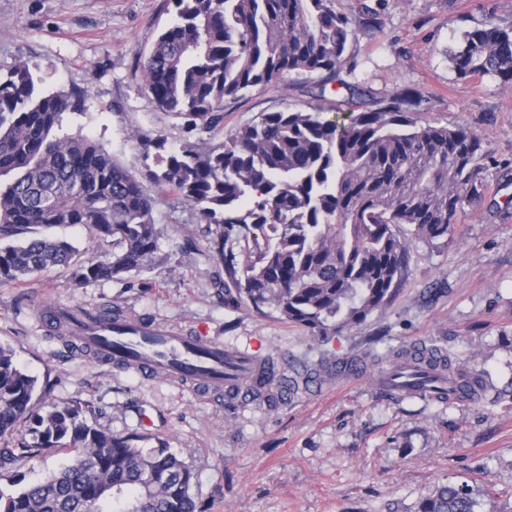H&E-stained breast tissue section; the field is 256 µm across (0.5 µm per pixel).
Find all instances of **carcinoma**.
Instances as JSON below:
<instances>
[{"label":"carcinoma","mask_w":512,"mask_h":512,"mask_svg":"<svg viewBox=\"0 0 512 512\" xmlns=\"http://www.w3.org/2000/svg\"><path fill=\"white\" fill-rule=\"evenodd\" d=\"M143 63V89L156 108L206 132L224 124V104L293 74H319L307 109L265 112L227 141L200 150L167 147V138L135 133L156 150L157 168H125L86 137L59 135L62 116L82 108L81 90L38 89L25 63L0 76V283L55 269L76 287L121 280L155 263L159 231L150 188L177 194L203 223L222 228L225 301L276 312L317 336L361 326L402 286L406 239L442 240L465 206L485 189L483 142L461 126L420 125L421 94L376 96L342 82L348 97L326 96L344 67L351 19L335 0H174ZM449 60L460 79L512 82V28L492 22L462 32ZM85 227L112 250L98 258L43 233ZM435 354L403 351L390 373L429 377ZM37 379L0 344V435L29 421L30 440L6 448L20 462L52 448L74 452L37 482L0 490V512H201L194 471L160 441L131 443L89 422L78 404L36 397ZM476 501L443 485L420 512H475Z\"/></svg>","instance_id":"1"}]
</instances>
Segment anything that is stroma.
I'll use <instances>...</instances> for the list:
<instances>
[{
    "instance_id": "1",
    "label": "stroma",
    "mask_w": 512,
    "mask_h": 512,
    "mask_svg": "<svg viewBox=\"0 0 512 512\" xmlns=\"http://www.w3.org/2000/svg\"><path fill=\"white\" fill-rule=\"evenodd\" d=\"M336 0L354 31L348 81L375 92L422 95L419 123L462 125L483 139L485 195L459 215L447 241L411 240L405 282L360 327L329 338L224 300L212 230L176 195L157 196L152 269L74 286L56 269L0 284V344L50 400L78 403L115 434L165 442L196 473L203 512H418L446 484L468 485L477 512H512V83L458 79L448 50L486 21L512 28V0ZM172 0H0V75L27 63L46 90H84L86 107L62 131L99 142L144 171L131 134H163L173 147L228 140L263 112L308 106L307 75L226 103L211 132L159 112L141 66ZM118 308L261 358L283 357L285 376L320 368V390L248 406L147 378L71 350L54 337L50 307ZM435 347L455 371L484 374L481 400L397 399L375 379L397 352ZM69 450L0 465V487L32 483L66 464Z\"/></svg>"
}]
</instances>
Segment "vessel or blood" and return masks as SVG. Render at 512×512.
<instances>
[{
  "label": "vessel or blood",
  "instance_id": "1",
  "mask_svg": "<svg viewBox=\"0 0 512 512\" xmlns=\"http://www.w3.org/2000/svg\"><path fill=\"white\" fill-rule=\"evenodd\" d=\"M53 313L70 320L73 339L97 358L134 366L147 377H170L242 402L269 379L265 361L247 350L203 340L159 323H139L107 337L98 313L66 307L54 308Z\"/></svg>",
  "mask_w": 512,
  "mask_h": 512
}]
</instances>
